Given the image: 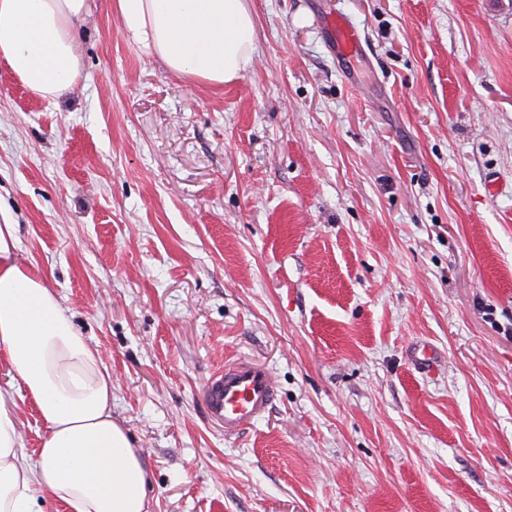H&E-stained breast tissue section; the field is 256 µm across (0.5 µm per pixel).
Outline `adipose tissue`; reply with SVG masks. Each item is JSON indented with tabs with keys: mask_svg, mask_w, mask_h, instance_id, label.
<instances>
[{
	"mask_svg": "<svg viewBox=\"0 0 512 512\" xmlns=\"http://www.w3.org/2000/svg\"><path fill=\"white\" fill-rule=\"evenodd\" d=\"M122 38L194 82L240 78L255 52L248 0H111ZM90 0H0V61L30 92L56 98L81 79L76 33ZM19 227L0 224V356L47 427L37 463L21 451L9 395L0 391V512H148V472L112 418V378L41 272L20 264Z\"/></svg>",
	"mask_w": 512,
	"mask_h": 512,
	"instance_id": "ef3b65f1",
	"label": "adipose tissue"
}]
</instances>
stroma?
I'll return each instance as SVG.
<instances>
[{"label": "stroma", "mask_w": 512, "mask_h": 512, "mask_svg": "<svg viewBox=\"0 0 512 512\" xmlns=\"http://www.w3.org/2000/svg\"><path fill=\"white\" fill-rule=\"evenodd\" d=\"M109 3L69 93L0 63V224L111 374L149 512H512V0H250L221 87ZM234 361L277 400L228 438L201 394ZM0 389L36 461L1 358ZM326 25L333 35L336 53L343 60L356 58L362 53L361 33L346 16L331 13L326 19Z\"/></svg>", "instance_id": "35a3bbf8"}]
</instances>
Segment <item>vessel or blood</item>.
Wrapping results in <instances>:
<instances>
[{"mask_svg":"<svg viewBox=\"0 0 512 512\" xmlns=\"http://www.w3.org/2000/svg\"><path fill=\"white\" fill-rule=\"evenodd\" d=\"M326 25L342 59L362 53L361 33L346 16L330 14ZM202 398L209 418L223 425L225 436L233 437L264 417L275 402L276 387L267 369L241 361L218 371L204 387Z\"/></svg>","mask_w":512,"mask_h":512,"instance_id":"1","label":"vessel or blood"}]
</instances>
